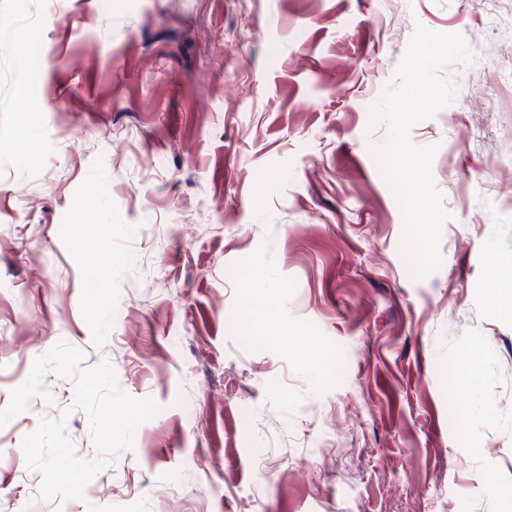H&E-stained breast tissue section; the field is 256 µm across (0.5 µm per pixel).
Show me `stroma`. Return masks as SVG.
I'll use <instances>...</instances> for the list:
<instances>
[{
  "label": "stroma",
  "instance_id": "stroma-1",
  "mask_svg": "<svg viewBox=\"0 0 512 512\" xmlns=\"http://www.w3.org/2000/svg\"><path fill=\"white\" fill-rule=\"evenodd\" d=\"M463 35L437 146L451 218L417 275L371 122L416 25ZM512 0H0V408L59 343L157 413L83 498L41 499L0 427V512H504L512 503ZM288 165L256 209L261 172ZM273 236L290 312L341 350L313 396L233 330L232 267ZM305 393L283 414L268 386Z\"/></svg>",
  "mask_w": 512,
  "mask_h": 512
}]
</instances>
